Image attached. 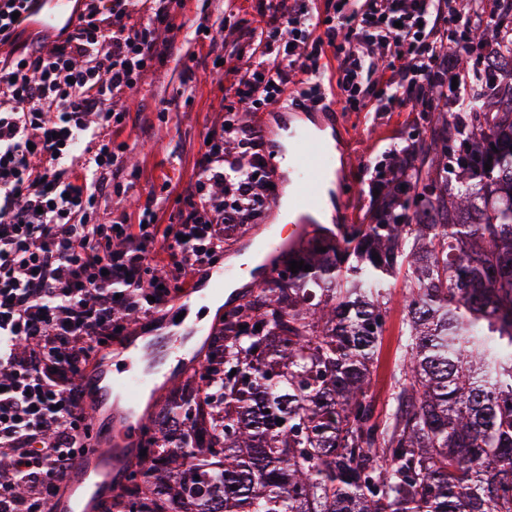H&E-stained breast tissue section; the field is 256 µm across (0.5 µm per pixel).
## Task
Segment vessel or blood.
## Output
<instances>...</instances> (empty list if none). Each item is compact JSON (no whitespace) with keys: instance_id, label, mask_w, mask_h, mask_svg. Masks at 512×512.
I'll use <instances>...</instances> for the list:
<instances>
[{"instance_id":"1","label":"vessel or blood","mask_w":512,"mask_h":512,"mask_svg":"<svg viewBox=\"0 0 512 512\" xmlns=\"http://www.w3.org/2000/svg\"><path fill=\"white\" fill-rule=\"evenodd\" d=\"M72 16L71 0H41L37 21L41 27L53 29L68 23ZM264 140L268 156L292 175L289 197L298 219L287 232L260 242L262 263L249 272L254 288L272 280L275 258L287 256L310 235L312 227L305 216L320 206L323 183L335 166L329 143L311 132H293L285 145L269 128ZM223 294L224 272L219 269L208 292L193 285L172 297L167 302L168 316L154 318L150 333L136 330L107 346L79 377L83 410L91 423L90 437L61 479L49 512H97L99 503L111 499L113 490L125 482L143 438L147 396L161 398L174 378L200 364L204 326L199 319H188V312L205 296Z\"/></svg>"}]
</instances>
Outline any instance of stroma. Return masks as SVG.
<instances>
[{"label":"stroma","mask_w":512,"mask_h":512,"mask_svg":"<svg viewBox=\"0 0 512 512\" xmlns=\"http://www.w3.org/2000/svg\"><path fill=\"white\" fill-rule=\"evenodd\" d=\"M252 0H183L174 15L171 48L123 100L129 113L116 141L121 153L122 190L113 192L106 209L113 215L137 216L147 196L157 198L161 217H168L184 190L197 179L196 160L204 137L218 119L223 88L217 62L234 53L224 44L220 25L255 20ZM208 30L207 38L197 30ZM177 99L171 111L161 101ZM351 147L336 157V179L329 192L331 222L351 224L366 219L374 206L369 190L373 167L389 149L407 144L411 129L429 134L437 115L419 112H347L343 115ZM402 313L393 307L373 365V392L385 409L391 392L402 336Z\"/></svg>","instance_id":"stroma-1"}]
</instances>
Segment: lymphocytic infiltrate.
Returning a JSON list of instances; mask_svg holds the SVG:
<instances>
[{
    "mask_svg": "<svg viewBox=\"0 0 512 512\" xmlns=\"http://www.w3.org/2000/svg\"><path fill=\"white\" fill-rule=\"evenodd\" d=\"M77 21L23 38L38 0H0V512H47L80 443L76 383L101 343L175 281L224 251L272 194L262 134L211 127L198 178L160 223L102 221L121 168L118 100L168 50L179 0H75ZM512 0H254L245 44L259 65L229 69L238 102L268 112L324 101L326 58L347 112L459 111L473 89L457 32L494 29Z\"/></svg>",
    "mask_w": 512,
    "mask_h": 512,
    "instance_id": "obj_1",
    "label": "lymphocytic infiltrate"
}]
</instances>
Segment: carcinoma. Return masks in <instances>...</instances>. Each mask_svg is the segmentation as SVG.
Wrapping results in <instances>:
<instances>
[{
    "instance_id": "1",
    "label": "carcinoma",
    "mask_w": 512,
    "mask_h": 512,
    "mask_svg": "<svg viewBox=\"0 0 512 512\" xmlns=\"http://www.w3.org/2000/svg\"><path fill=\"white\" fill-rule=\"evenodd\" d=\"M498 32L481 82L512 72V16ZM419 161L395 208L316 225L288 275L225 313L147 417L124 512H512V83L437 118ZM398 277L382 416L373 363Z\"/></svg>"
}]
</instances>
